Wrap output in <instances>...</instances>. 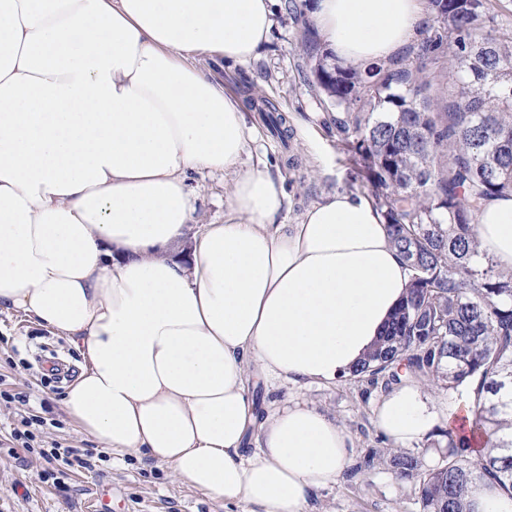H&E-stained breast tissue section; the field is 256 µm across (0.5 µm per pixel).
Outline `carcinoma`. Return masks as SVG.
Here are the masks:
<instances>
[{
    "instance_id": "cac0c4a2",
    "label": "carcinoma",
    "mask_w": 512,
    "mask_h": 512,
    "mask_svg": "<svg viewBox=\"0 0 512 512\" xmlns=\"http://www.w3.org/2000/svg\"><path fill=\"white\" fill-rule=\"evenodd\" d=\"M434 38L413 60L366 72L318 61L313 85L338 107L339 142L366 179L391 239L411 271L406 298L377 349L353 371L383 391L406 373L473 405V453L465 432L448 425L429 448L444 447L429 467L393 452L396 478L414 486L421 512H469V488L492 483L512 495V274L476 248L483 202L512 193V31L479 34L483 0H428ZM452 47L446 111L419 99L424 60ZM279 136L286 116L248 98Z\"/></svg>"
}]
</instances>
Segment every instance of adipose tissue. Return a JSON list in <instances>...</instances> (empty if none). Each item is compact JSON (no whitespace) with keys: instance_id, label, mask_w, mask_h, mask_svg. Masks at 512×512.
<instances>
[{"instance_id":"adipose-tissue-1","label":"adipose tissue","mask_w":512,"mask_h":512,"mask_svg":"<svg viewBox=\"0 0 512 512\" xmlns=\"http://www.w3.org/2000/svg\"><path fill=\"white\" fill-rule=\"evenodd\" d=\"M275 0H0V308L63 337L83 363L63 406L117 454L170 467L226 512H309L353 438L305 389L374 348L411 272L367 196L324 195L296 223L236 95L200 59L244 64ZM341 61L365 70L428 24L424 0H312ZM232 175L224 221L181 242L188 176ZM478 249L512 273V194L486 200ZM406 378L373 408L392 447L439 421Z\"/></svg>"}]
</instances>
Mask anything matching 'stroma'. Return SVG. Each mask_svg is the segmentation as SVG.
<instances>
[{
  "mask_svg": "<svg viewBox=\"0 0 512 512\" xmlns=\"http://www.w3.org/2000/svg\"><path fill=\"white\" fill-rule=\"evenodd\" d=\"M309 3L278 0L271 38L253 61L204 63L227 90L265 97L278 111L307 120L306 128H292L285 146L264 127H257L249 147L250 155L267 158L272 174L283 177L292 223L333 190L371 192L369 184L353 182L336 131L340 109L309 83L314 61L296 47L312 27ZM291 153L299 158L294 168L286 163ZM231 183L228 175H192L199 222L223 221ZM81 361L80 353L65 339L31 323L22 313L0 310V396L12 397L8 403L0 399V512H93V503L104 492L112 512H225L222 502L183 485L169 467L93 447L83 437L62 404L67 383L55 380L49 369L50 363L63 362L76 371ZM255 396L280 403L307 400L343 422L354 436L350 465L336 483L314 492L310 512H420L413 486L398 483L386 464L390 447L374 422L376 393L367 381L346 379L302 391L289 386L268 392L260 388ZM31 417L38 424L27 449L17 434ZM56 445L92 448L89 467L47 462L43 451Z\"/></svg>",
  "mask_w": 512,
  "mask_h": 512,
  "instance_id": "obj_1",
  "label": "stroma"
}]
</instances>
